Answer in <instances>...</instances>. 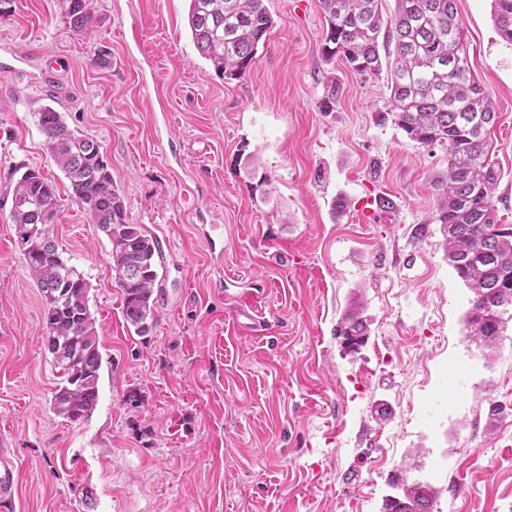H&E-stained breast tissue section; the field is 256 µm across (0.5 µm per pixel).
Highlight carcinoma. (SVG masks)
<instances>
[{"label":"carcinoma","mask_w":512,"mask_h":512,"mask_svg":"<svg viewBox=\"0 0 512 512\" xmlns=\"http://www.w3.org/2000/svg\"><path fill=\"white\" fill-rule=\"evenodd\" d=\"M381 2L320 0L327 23L322 55L328 60L339 56L362 75L387 69L398 128L424 147L446 146L448 171L436 186L443 248L448 265L474 293L465 337L489 349L504 331L506 307L512 306V226L501 223L494 196L500 178L492 159L495 103L470 68L455 0H395L388 21ZM62 5L73 32L96 28L94 0H62ZM491 16L499 37L512 45V0H492ZM188 24L202 57L224 78L238 80L255 62L274 21L265 0H190ZM38 125L88 223L111 245L127 323L137 335H148L155 324L159 241L129 219L97 140L70 127L49 106L38 112ZM8 186L11 221L45 306L47 349L58 378L52 406L68 422H83L97 406L102 367L91 285L45 229L59 212L52 183L27 169L12 172ZM336 336L348 352L365 346L370 330L363 305L348 306ZM392 486L397 493L384 496L380 512H433L435 488L409 484L398 474Z\"/></svg>","instance_id":"carcinoma-1"}]
</instances>
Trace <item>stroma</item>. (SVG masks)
Segmentation results:
<instances>
[{
    "label": "stroma",
    "mask_w": 512,
    "mask_h": 512,
    "mask_svg": "<svg viewBox=\"0 0 512 512\" xmlns=\"http://www.w3.org/2000/svg\"><path fill=\"white\" fill-rule=\"evenodd\" d=\"M94 5L83 35L60 0H14L0 19V449L19 465L17 512H380L399 471L439 489V512H512V322L494 349L466 341L473 294L444 255L434 189L448 152L396 126L386 74L324 60L319 0H266L274 25L238 80L199 55L190 0ZM456 9L498 110L512 224V46L491 0ZM47 105L99 141L133 223L161 244L149 335L127 324L111 246L44 145ZM18 167L55 185L53 236L92 286L103 362L83 422L51 407L43 301L9 216ZM367 195L394 207L361 222ZM243 293L268 328L232 333ZM354 301L370 336L347 354L334 330ZM493 403L506 415L490 432Z\"/></svg>",
    "instance_id": "35a3bbf8"
}]
</instances>
